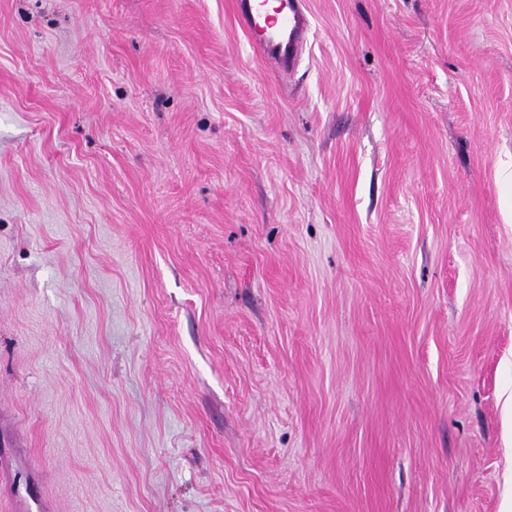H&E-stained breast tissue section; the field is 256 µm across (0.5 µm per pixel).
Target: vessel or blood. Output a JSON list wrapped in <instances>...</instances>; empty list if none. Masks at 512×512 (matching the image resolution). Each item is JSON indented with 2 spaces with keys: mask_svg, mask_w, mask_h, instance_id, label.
<instances>
[{
  "mask_svg": "<svg viewBox=\"0 0 512 512\" xmlns=\"http://www.w3.org/2000/svg\"><path fill=\"white\" fill-rule=\"evenodd\" d=\"M234 16L256 53L277 71L295 69L311 30L306 0H278L273 13L262 0H233Z\"/></svg>",
  "mask_w": 512,
  "mask_h": 512,
  "instance_id": "obj_1",
  "label": "vessel or blood"
}]
</instances>
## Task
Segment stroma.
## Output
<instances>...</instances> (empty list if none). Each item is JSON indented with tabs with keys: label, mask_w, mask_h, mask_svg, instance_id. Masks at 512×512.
Masks as SVG:
<instances>
[{
	"label": "stroma",
	"mask_w": 512,
	"mask_h": 512,
	"mask_svg": "<svg viewBox=\"0 0 512 512\" xmlns=\"http://www.w3.org/2000/svg\"><path fill=\"white\" fill-rule=\"evenodd\" d=\"M0 0V512H512V0ZM273 14L263 11L266 1L234 0V16L251 39L256 53L278 72L295 69L311 30L305 0H277Z\"/></svg>",
	"instance_id": "stroma-1"
}]
</instances>
